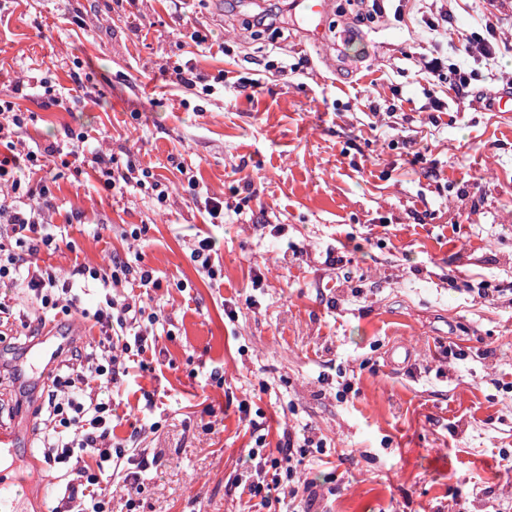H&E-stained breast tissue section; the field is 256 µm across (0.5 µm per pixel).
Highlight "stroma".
<instances>
[{"instance_id": "35a3bbf8", "label": "stroma", "mask_w": 512, "mask_h": 512, "mask_svg": "<svg viewBox=\"0 0 512 512\" xmlns=\"http://www.w3.org/2000/svg\"><path fill=\"white\" fill-rule=\"evenodd\" d=\"M277 3L0 0V98L24 112L28 146L83 131L87 152L172 185L160 201L108 190L78 159L43 171L44 221L69 243L42 264L127 257L160 282L155 342L113 398L118 440L155 459L137 512H304L311 491L317 512H512V112L485 107L512 87V53L459 100L423 68L420 14L395 17L394 0L377 18L334 0L321 43ZM185 62L213 93L174 82ZM373 100L403 128L368 116ZM199 233L216 279L191 256ZM22 353L0 335L7 426ZM304 427L323 445L295 494L257 508L232 486L256 435L274 447Z\"/></svg>"}]
</instances>
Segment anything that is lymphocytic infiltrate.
Returning <instances> with one entry per match:
<instances>
[{
  "mask_svg": "<svg viewBox=\"0 0 512 512\" xmlns=\"http://www.w3.org/2000/svg\"><path fill=\"white\" fill-rule=\"evenodd\" d=\"M460 0H431L422 21L427 32V45L432 58L424 60L425 71L432 76H447L450 90L456 96L468 94L477 72L461 67L445 71L437 55L448 38ZM480 31L462 30L457 40L468 56L480 59L486 71H493L499 55L512 51V42L499 38L490 9H483ZM92 162L107 186L123 189L132 185H150L159 195H166L167 186L154 177L151 170L134 161L118 163L102 154H94ZM9 180L13 189L23 190L24 200L0 198V219L6 230H0V286L26 283L40 302V324L54 322L57 315L76 313L84 318L91 332L87 353H76L66 373L55 375L46 390L48 423L40 440L46 464L68 462L81 455L85 463L77 472L76 481L67 483L63 506L78 503L79 512H107L106 485L109 466L121 465L126 450L112 443V389L127 376L126 359L146 350L149 336L142 319L156 321V314L146 313L129 297L114 294L113 288L129 280L141 288L157 287L151 272L138 268L121 258H113L111 266L78 265L68 273H60L38 264L41 251L58 249L64 236L61 231L44 224L38 207L46 198L48 187L26 172L7 171L0 163V181ZM95 284L101 298L95 309L84 307L82 293L86 285ZM255 479L242 484L243 492L259 499L261 506L278 500L283 484L293 481L302 465L294 451L292 434H284L276 452L263 453L251 449ZM273 469L272 479H265V469Z\"/></svg>",
  "mask_w": 512,
  "mask_h": 512,
  "instance_id": "1",
  "label": "lymphocytic infiltrate"
}]
</instances>
